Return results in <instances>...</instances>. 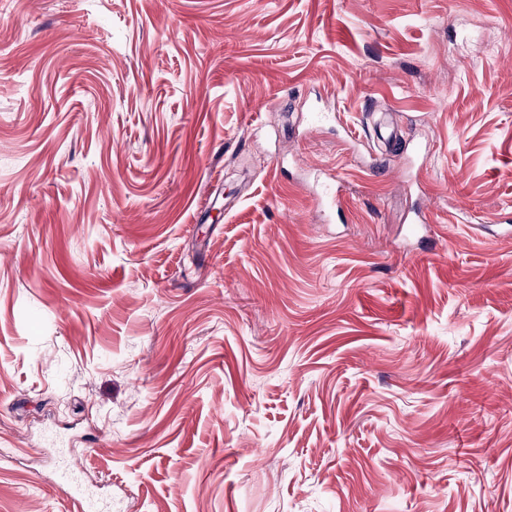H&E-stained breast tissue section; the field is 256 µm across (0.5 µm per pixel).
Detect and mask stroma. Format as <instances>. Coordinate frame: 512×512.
<instances>
[{"label":"stroma","instance_id":"stroma-1","mask_svg":"<svg viewBox=\"0 0 512 512\" xmlns=\"http://www.w3.org/2000/svg\"><path fill=\"white\" fill-rule=\"evenodd\" d=\"M510 217L512 0H0V512H512Z\"/></svg>","mask_w":512,"mask_h":512}]
</instances>
